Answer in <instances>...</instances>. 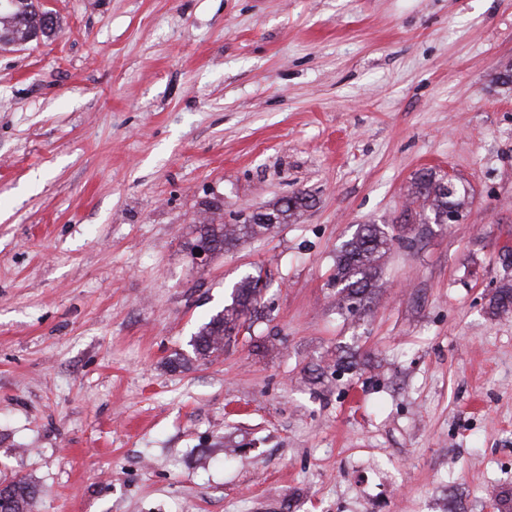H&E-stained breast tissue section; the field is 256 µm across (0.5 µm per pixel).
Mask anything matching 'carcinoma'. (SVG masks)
Wrapping results in <instances>:
<instances>
[{"mask_svg": "<svg viewBox=\"0 0 512 512\" xmlns=\"http://www.w3.org/2000/svg\"><path fill=\"white\" fill-rule=\"evenodd\" d=\"M12 6L0 11V41L5 44L26 45L39 38H49L59 28L57 18L42 10L33 0H11ZM413 195L419 202V221L434 224L448 223V215L459 216L465 204L466 189L452 183L435 172L421 173L414 178ZM305 206V198L295 195L280 202L266 212L252 214L241 224H203L200 231L212 243V250H229L240 242L278 224H286ZM400 236L377 224L360 225L336 255V284L340 285L341 301L348 310L360 307L369 309L374 295L379 291V262ZM261 275L244 276L231 293V302L204 323L191 336L189 345L192 357L179 355L171 361L183 367L191 360H208L224 351L231 337L251 322L258 305V283ZM497 314L512 313V286L496 289L491 299ZM38 488L31 481L21 478L0 487V499L9 512H33Z\"/></svg>", "mask_w": 512, "mask_h": 512, "instance_id": "cac0c4a2", "label": "carcinoma"}]
</instances>
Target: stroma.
I'll return each instance as SVG.
<instances>
[{
    "label": "stroma",
    "instance_id": "1",
    "mask_svg": "<svg viewBox=\"0 0 512 512\" xmlns=\"http://www.w3.org/2000/svg\"><path fill=\"white\" fill-rule=\"evenodd\" d=\"M35 3L57 36L0 44V482L35 512H512V0ZM424 169L462 220L348 312L337 248ZM256 272L251 329L171 367ZM284 200L266 212L248 216L242 224H213V222L202 224L200 231L206 240H203L199 246V255L205 256L209 252L208 240L213 244L211 248L214 251L230 250L262 230L267 231L276 224L288 223L305 206V198L300 195L288 198L285 203ZM2 486V485H1ZM0 499L10 512H32L38 488L31 481L21 478L13 480L1 488Z\"/></svg>",
    "mask_w": 512,
    "mask_h": 512
}]
</instances>
